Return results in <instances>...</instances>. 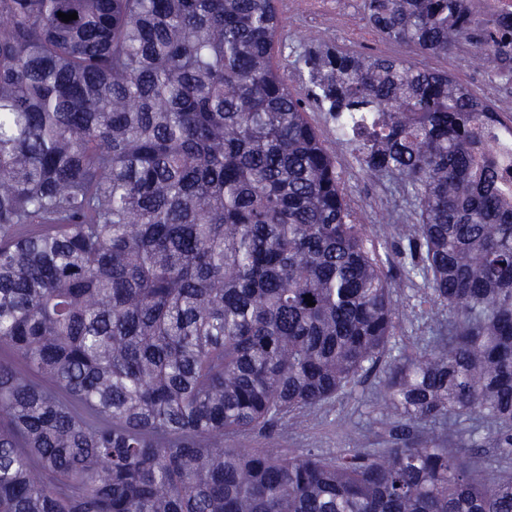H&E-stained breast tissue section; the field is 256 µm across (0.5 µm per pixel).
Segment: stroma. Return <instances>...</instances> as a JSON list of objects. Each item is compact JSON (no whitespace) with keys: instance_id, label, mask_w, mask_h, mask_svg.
<instances>
[{"instance_id":"stroma-1","label":"stroma","mask_w":512,"mask_h":512,"mask_svg":"<svg viewBox=\"0 0 512 512\" xmlns=\"http://www.w3.org/2000/svg\"><path fill=\"white\" fill-rule=\"evenodd\" d=\"M280 13L285 22L287 43L309 32H321L333 44L368 54L399 57L417 67L449 72L472 93L485 91L479 75L480 63L472 51L462 50L445 56H425L384 37L363 18L362 0H283ZM288 84L301 100L307 101L311 83L295 63L284 68ZM309 122L317 129L325 147L335 155L346 198L359 212L364 224V243L381 261L391 277L393 300L398 310L397 327L391 342L393 354L408 356L426 341L447 330L454 315L427 303V284L412 271L406 256L407 242L394 234L395 225L411 222L415 211L399 182L369 175L351 146L336 136V123L315 106L307 108ZM384 371L377 368L360 375L355 382L311 409L293 413L266 429H255L235 436V448H265L275 445L282 454L296 456L309 448L332 454L347 448L365 451L395 448L405 444H428L442 448L464 447L471 435H478L480 448L472 452L477 478L512 475V456L500 454L497 428L480 414L448 420L440 426L412 425L394 415L386 406Z\"/></svg>"}]
</instances>
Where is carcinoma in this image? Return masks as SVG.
I'll return each mask as SVG.
<instances>
[{
	"label": "carcinoma",
	"mask_w": 512,
	"mask_h": 512,
	"mask_svg": "<svg viewBox=\"0 0 512 512\" xmlns=\"http://www.w3.org/2000/svg\"><path fill=\"white\" fill-rule=\"evenodd\" d=\"M363 10L512 82V30L462 0ZM282 29L276 0H0V512H512V477L476 478L463 450L229 445L335 396L396 329L336 156L274 62ZM302 41L314 102L356 117L360 164L409 188L396 234L457 314L387 363L390 409L482 413L512 455L490 107L446 72Z\"/></svg>",
	"instance_id": "obj_1"
}]
</instances>
